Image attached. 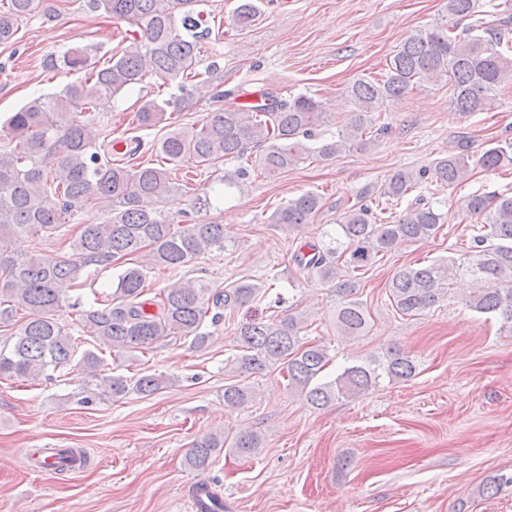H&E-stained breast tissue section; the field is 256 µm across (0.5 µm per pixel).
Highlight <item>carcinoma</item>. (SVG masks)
I'll return each instance as SVG.
<instances>
[{
  "mask_svg": "<svg viewBox=\"0 0 512 512\" xmlns=\"http://www.w3.org/2000/svg\"><path fill=\"white\" fill-rule=\"evenodd\" d=\"M0 9V44L9 43L18 22L34 13L51 14L50 0H7ZM199 0H89V7L129 23V45L111 57L109 64L88 77L67 85L51 98H35L11 113L3 123L10 146L0 148V320L19 311L24 321L11 345L0 348V378L24 377L56 370L71 362L100 382L114 397L131 392L150 396L166 387L169 379L154 373L133 376L100 375L95 351L81 350V337L73 335L56 318L67 301L65 290L82 285L92 270H118L115 290L98 308L78 310L82 332L109 348L134 355L170 336L191 339L197 349L207 347L211 336L202 330L211 307H237L253 302L261 285L237 280L214 291L194 280L175 283L147 297L146 270L177 271L214 250L224 249V225L197 222L176 226L150 208L153 200L176 201L183 195L169 182L167 165L193 162L217 166L229 160L242 162L236 172L249 175L251 151L260 149L255 163L271 174L284 172L311 154L333 159L350 148L367 149L387 130L376 126L371 111L379 101H399L422 82L448 78L452 104L463 113L490 109L499 87L512 82V54L502 50L512 14L494 21L474 20L456 34L438 26L409 35L387 64L383 79L359 78L347 86L349 117L336 138L317 140L324 119L320 101L306 95L288 100L273 93L258 101L240 102L235 92L218 95L224 101L207 113L200 128H175L159 141L163 165L121 166L112 162L119 140L98 142L92 135L91 109L142 81L149 70L162 83L192 74L199 64V44L208 35L200 29ZM476 0H448V16L475 14ZM258 7L240 0L233 14L239 28L250 25ZM62 62L69 70L88 67L87 52L67 51ZM167 103L146 100L135 113L144 130L167 121ZM512 165V143L496 142L473 159L469 142L414 173L395 171L385 182L383 197L395 202L424 179L454 186L478 165L496 170ZM54 190L57 202L48 200ZM98 205L110 216L99 224H85L69 242V254L55 257L11 250L34 235L52 237L71 223L85 207ZM323 207L322 198L305 192L269 216L271 224H302ZM466 216L481 221L469 250L458 257L440 259L419 267L403 266L389 279L392 305L406 316H418L448 295L460 276H469L476 288L465 306L479 314L500 317L512 331V194H471L463 201ZM444 214L418 197L390 222L373 208L355 204L344 213L339 227L345 248L319 242L299 247L291 261L305 274L335 285L336 328L344 336H357L368 327L363 304L355 298L356 273L404 243L427 241L438 234ZM152 306L155 311L147 310ZM303 320L295 314L280 319L252 321L237 328L239 353L228 358L240 373H264L277 365L288 377V388L316 408L341 397L366 393L380 378L407 381L417 364L405 351L390 347L364 363L346 366L332 380L323 372L328 349L303 341ZM253 397L249 387L224 385V404L245 406ZM243 457L256 455L261 437L241 430L228 438L211 434L193 442L186 456L194 470H206L222 448Z\"/></svg>",
  "mask_w": 512,
  "mask_h": 512,
  "instance_id": "obj_1",
  "label": "carcinoma"
}]
</instances>
